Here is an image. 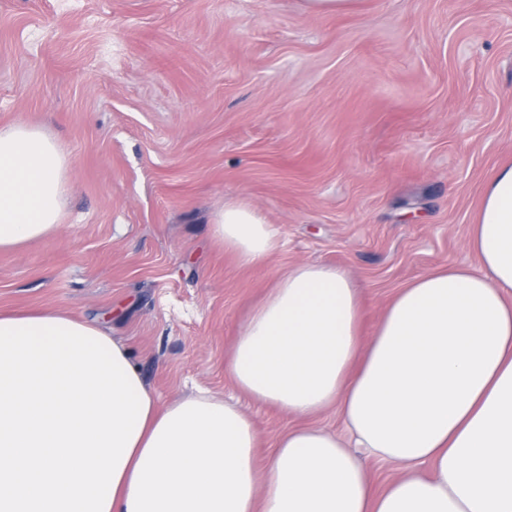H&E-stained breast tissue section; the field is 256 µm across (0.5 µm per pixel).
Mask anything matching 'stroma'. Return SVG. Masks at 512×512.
Segmentation results:
<instances>
[{
	"label": "stroma",
	"mask_w": 512,
	"mask_h": 512,
	"mask_svg": "<svg viewBox=\"0 0 512 512\" xmlns=\"http://www.w3.org/2000/svg\"><path fill=\"white\" fill-rule=\"evenodd\" d=\"M68 162L64 229L0 252V311L61 309L126 345L161 403L237 390L224 355L297 263L346 270L372 332L467 247L512 163V0H0V127ZM280 240L250 267L213 238L225 201ZM259 464L300 419L247 403ZM300 8L309 14H340L350 10L359 0H299Z\"/></svg>",
	"instance_id": "stroma-1"
}]
</instances>
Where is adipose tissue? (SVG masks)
Returning <instances> with one entry per match:
<instances>
[{
	"label": "adipose tissue",
	"instance_id": "adipose-tissue-1",
	"mask_svg": "<svg viewBox=\"0 0 512 512\" xmlns=\"http://www.w3.org/2000/svg\"><path fill=\"white\" fill-rule=\"evenodd\" d=\"M67 158L0 127V250L60 232ZM213 234L246 266L277 251L249 202ZM478 266L417 276L371 336L349 275L296 264L224 360L249 399L303 418L258 472V434L205 394L162 405L123 345L62 310L0 312V512H512V164L486 179ZM336 410L344 430L311 417ZM396 475L376 490L363 457Z\"/></svg>",
	"mask_w": 512,
	"mask_h": 512
}]
</instances>
